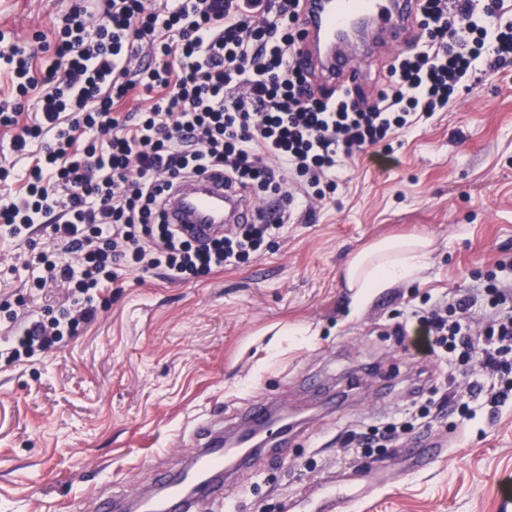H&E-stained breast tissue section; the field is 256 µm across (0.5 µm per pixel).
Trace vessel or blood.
I'll return each mask as SVG.
<instances>
[{
    "label": "vessel or blood",
    "instance_id": "vessel-or-blood-1",
    "mask_svg": "<svg viewBox=\"0 0 512 512\" xmlns=\"http://www.w3.org/2000/svg\"><path fill=\"white\" fill-rule=\"evenodd\" d=\"M419 0H302L301 30L308 44L301 60L309 72L325 80L353 83L356 70L340 53V43L357 38L368 27L386 35L393 45L403 44L416 21ZM280 205L257 208L248 197L225 186L222 179L207 172L181 184L167 199V223L179 225L185 235L211 236L228 224H249L256 215L276 220ZM197 428L204 441L191 462L197 492L224 499L222 489L233 471L225 467L224 438L209 419ZM442 452L441 446L418 439L406 453L415 467L430 465ZM194 499L183 496L176 484H169L167 496L159 502L144 499L143 512H193Z\"/></svg>",
    "mask_w": 512,
    "mask_h": 512
}]
</instances>
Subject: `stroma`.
<instances>
[{
  "label": "stroma",
  "mask_w": 512,
  "mask_h": 512,
  "mask_svg": "<svg viewBox=\"0 0 512 512\" xmlns=\"http://www.w3.org/2000/svg\"><path fill=\"white\" fill-rule=\"evenodd\" d=\"M74 0H0L6 42L36 49ZM399 50L359 61L360 96L385 87ZM422 233L433 252L416 277L354 309L340 271L376 239ZM58 243L49 227L25 238L0 233V337L19 322L71 308L67 281L37 288L39 253ZM512 257V69L481 76L448 111L393 141L390 152L344 160L331 199L295 206L251 263L188 281L123 275L96 320L57 349L0 360V512H96L99 497L146 492L145 468L179 472L196 446V418L232 426L252 400L297 416L287 455L258 452L224 489L226 505L197 512H313L318 486H347L374 472L384 487L339 512H512V401L473 420L417 418L415 435L443 443L413 470L403 448L365 456L348 431L386 423L448 383L464 389L494 375L455 370L392 327L426 298L482 282Z\"/></svg>",
  "instance_id": "35a3bbf8"
}]
</instances>
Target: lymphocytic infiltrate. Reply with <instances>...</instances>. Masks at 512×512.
<instances>
[{"label": "lymphocytic infiltrate", "mask_w": 512, "mask_h": 512, "mask_svg": "<svg viewBox=\"0 0 512 512\" xmlns=\"http://www.w3.org/2000/svg\"><path fill=\"white\" fill-rule=\"evenodd\" d=\"M504 0H421L415 50L398 55L390 84L367 101L350 88L316 94L301 66L302 0H82L53 31L51 61L34 76V50L0 52L12 100L0 127L12 153L41 151L25 184L0 203L11 236L49 225L60 254L38 258L37 285L63 278L74 307L10 338L7 361L32 356L94 321L97 301L123 272L162 271L172 282L235 268L259 255L281 226L226 225L204 242L164 221L166 197L210 171L225 185L279 196L284 209L336 190L342 159L379 148L447 111L475 73L512 67V21ZM39 91L30 122L19 118ZM417 330L448 365L495 371L512 353V282L489 277L478 292L413 309L394 331ZM414 427L403 419L350 432L362 448H396Z\"/></svg>", "instance_id": "lymphocytic-infiltrate-1"}]
</instances>
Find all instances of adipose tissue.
I'll use <instances>...</instances> for the list:
<instances>
[{"label": "adipose tissue", "mask_w": 512, "mask_h": 512, "mask_svg": "<svg viewBox=\"0 0 512 512\" xmlns=\"http://www.w3.org/2000/svg\"><path fill=\"white\" fill-rule=\"evenodd\" d=\"M431 246V240L420 234L389 237L353 255L342 276L354 306L363 307L378 291L416 277L428 261Z\"/></svg>", "instance_id": "ef3b65f1"}]
</instances>
